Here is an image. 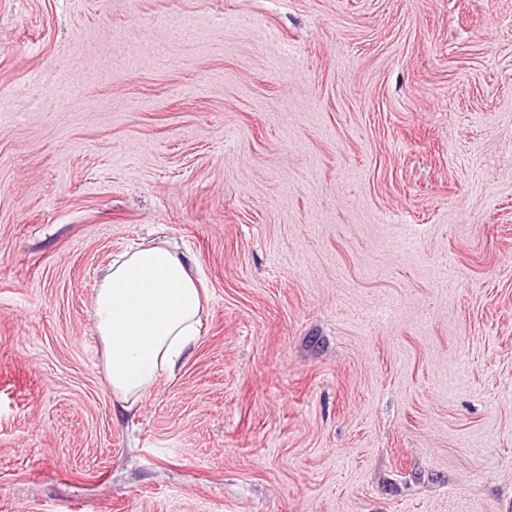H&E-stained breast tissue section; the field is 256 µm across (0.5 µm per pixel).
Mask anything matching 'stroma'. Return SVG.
Returning <instances> with one entry per match:
<instances>
[{"label":"stroma","instance_id":"obj_1","mask_svg":"<svg viewBox=\"0 0 512 512\" xmlns=\"http://www.w3.org/2000/svg\"><path fill=\"white\" fill-rule=\"evenodd\" d=\"M158 236L202 333L124 411ZM0 512H512V0H0ZM190 263L175 243L160 240L113 260L101 279L95 331L108 383L125 408L173 371L199 336L202 295Z\"/></svg>","mask_w":512,"mask_h":512}]
</instances>
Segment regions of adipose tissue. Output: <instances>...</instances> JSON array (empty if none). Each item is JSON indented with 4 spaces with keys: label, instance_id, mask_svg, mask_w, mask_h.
Listing matches in <instances>:
<instances>
[{
    "label": "adipose tissue",
    "instance_id": "1",
    "mask_svg": "<svg viewBox=\"0 0 512 512\" xmlns=\"http://www.w3.org/2000/svg\"><path fill=\"white\" fill-rule=\"evenodd\" d=\"M190 258L168 240L113 260L95 298V331L118 401L134 403L159 374L174 370L196 342L201 291Z\"/></svg>",
    "mask_w": 512,
    "mask_h": 512
}]
</instances>
